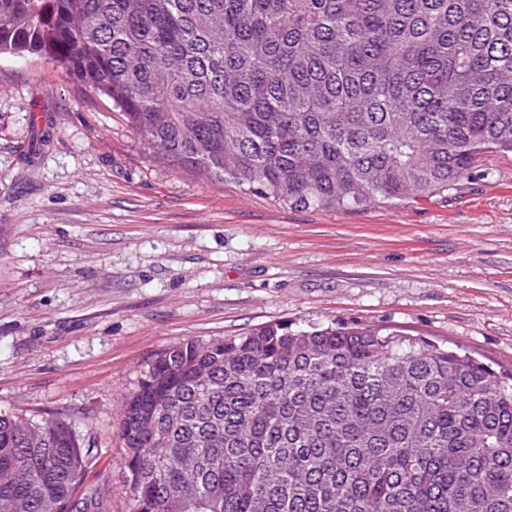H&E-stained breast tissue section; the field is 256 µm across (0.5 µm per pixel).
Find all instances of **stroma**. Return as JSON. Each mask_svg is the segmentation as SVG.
<instances>
[{
  "mask_svg": "<svg viewBox=\"0 0 512 512\" xmlns=\"http://www.w3.org/2000/svg\"><path fill=\"white\" fill-rule=\"evenodd\" d=\"M382 326L512 373V153L405 206L289 209L151 158L59 62L0 55V413L67 415L127 512L121 402L186 338Z\"/></svg>",
  "mask_w": 512,
  "mask_h": 512,
  "instance_id": "stroma-1",
  "label": "stroma"
}]
</instances>
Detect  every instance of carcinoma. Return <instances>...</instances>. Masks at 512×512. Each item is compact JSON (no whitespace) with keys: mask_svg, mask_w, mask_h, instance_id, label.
Wrapping results in <instances>:
<instances>
[{"mask_svg":"<svg viewBox=\"0 0 512 512\" xmlns=\"http://www.w3.org/2000/svg\"><path fill=\"white\" fill-rule=\"evenodd\" d=\"M180 171L290 208L402 205L512 152V0H0ZM129 512H512V383L381 327L187 338L123 403ZM98 441L0 414V512H112Z\"/></svg>","mask_w":512,"mask_h":512,"instance_id":"1","label":"carcinoma"}]
</instances>
